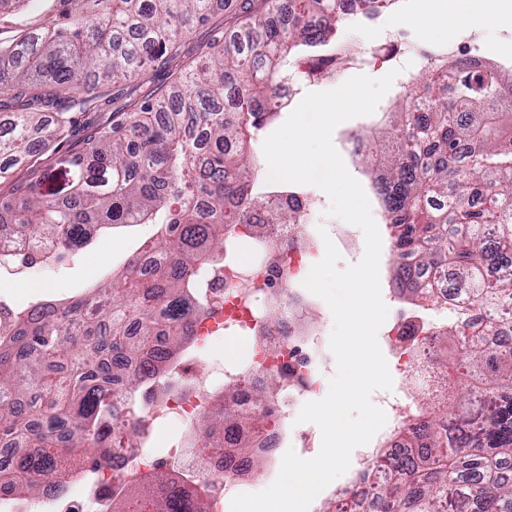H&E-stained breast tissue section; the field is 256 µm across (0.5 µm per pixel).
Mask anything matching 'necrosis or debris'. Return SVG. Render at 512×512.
<instances>
[{"label":"necrosis or debris","instance_id":"1","mask_svg":"<svg viewBox=\"0 0 512 512\" xmlns=\"http://www.w3.org/2000/svg\"><path fill=\"white\" fill-rule=\"evenodd\" d=\"M272 202L275 207L298 212L299 222L239 226V239L262 245L263 256L244 263L233 258L208 267L205 282L211 309L195 327L194 341L203 350L222 333L248 338L251 346L245 365L215 362L203 372L184 364L182 370L192 374L194 389L170 392L159 411L160 418L192 427L199 422L216 388L229 391L227 405L236 412L252 407L253 389L272 388L276 413L265 419L250 447H240L232 438L225 439L218 451L188 448L179 441L169 446V459L207 478L210 512H224L235 496L244 493L253 458L275 459L287 445L303 449L310 456L321 444L319 432L290 428L289 420L301 405L320 397L333 369L327 322L308 318L322 303L303 286L320 257L322 237L306 194L277 190ZM274 307L282 315L278 326L270 325L264 317L265 311ZM436 333L435 326L409 312L389 325L384 334L393 353L392 369L401 385L396 393L377 397L389 421L375 437L374 448L351 461L346 493L351 503L349 512H368L371 495L367 477L374 472L379 457L393 453L412 457L426 443L417 418V399L406 381L413 367H420L422 376L428 379L438 370ZM412 435L417 441L411 448L406 440ZM154 463L149 449H129L93 472L92 491L62 496L50 487L39 499L29 502L25 512H111L113 492L132 482L135 468L148 469Z\"/></svg>","mask_w":512,"mask_h":512}]
</instances>
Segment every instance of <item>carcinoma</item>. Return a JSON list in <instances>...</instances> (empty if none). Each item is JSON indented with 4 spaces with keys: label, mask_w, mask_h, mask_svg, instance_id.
I'll use <instances>...</instances> for the list:
<instances>
[{
    "label": "carcinoma",
    "mask_w": 512,
    "mask_h": 512,
    "mask_svg": "<svg viewBox=\"0 0 512 512\" xmlns=\"http://www.w3.org/2000/svg\"><path fill=\"white\" fill-rule=\"evenodd\" d=\"M31 0H0V96L18 108L0 123V174L32 166L76 123L55 111L63 95L80 110H110L105 86L148 79L156 62H178L172 80L132 100L112 121L86 122L82 148L54 157L0 202L4 262L54 241L64 252L91 243L118 224H162L122 274L91 295L42 303L10 314L0 305V447L19 437L29 447L0 467V487L36 495L46 482L65 483L57 467L70 457L97 466L114 448H136L137 428L112 432L123 395L152 401L159 379L181 364L206 312L201 266L232 253L236 227L276 223L257 194V131L280 111L264 105L288 86L283 71L306 79L339 66L336 0H294L292 17L274 23L282 0H246L243 22L178 61L180 40L215 14L213 0H42L45 17L26 18ZM400 0H352L351 14L372 20ZM430 75L411 77L396 105L392 149L372 143L363 175L377 186L390 215L394 250L416 268L452 266L463 305L451 325L455 371L486 390L461 394L451 415L421 410L428 465L410 458L385 470L374 512H512V346L491 350L497 318H468L466 306L512 307V71L428 52ZM489 204L471 202L476 187ZM408 268L403 287L431 294ZM258 413L213 404L202 415L203 447L226 432L250 447ZM153 512H206L185 494V481L158 471Z\"/></svg>",
    "instance_id": "cac0c4a2"
}]
</instances>
